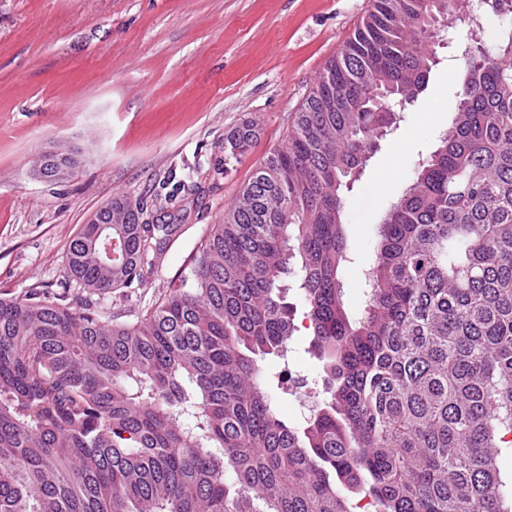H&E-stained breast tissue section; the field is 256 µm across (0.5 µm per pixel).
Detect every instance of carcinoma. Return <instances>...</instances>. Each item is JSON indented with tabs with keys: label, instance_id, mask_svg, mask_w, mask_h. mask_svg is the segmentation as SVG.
I'll list each match as a JSON object with an SVG mask.
<instances>
[{
	"label": "carcinoma",
	"instance_id": "carcinoma-1",
	"mask_svg": "<svg viewBox=\"0 0 512 512\" xmlns=\"http://www.w3.org/2000/svg\"><path fill=\"white\" fill-rule=\"evenodd\" d=\"M512 0H373L296 113L151 310L91 296L144 282L174 224L121 197L66 255L84 296H0V512H512V27L472 31L452 124L378 225L363 310L345 305L343 195L383 138L389 97L422 91L445 33ZM257 136L224 141V166ZM112 223V228L101 224ZM115 261L98 260L106 232ZM296 288L321 399L277 412L258 359L287 352Z\"/></svg>",
	"mask_w": 512,
	"mask_h": 512
}]
</instances>
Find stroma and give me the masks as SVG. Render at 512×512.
Masks as SVG:
<instances>
[{"instance_id": "1", "label": "stroma", "mask_w": 512, "mask_h": 512, "mask_svg": "<svg viewBox=\"0 0 512 512\" xmlns=\"http://www.w3.org/2000/svg\"><path fill=\"white\" fill-rule=\"evenodd\" d=\"M371 0H0V295L67 293L69 244L112 198L164 200L177 225L140 286L101 297L121 322L144 315L184 274L210 225L283 147L293 116ZM456 22L425 89L372 152L345 199V302L359 312L376 224L402 196L419 159L450 126L465 78ZM259 135L232 169L224 138L247 121ZM76 147L65 181L37 178L31 160ZM283 359L261 367L281 416L303 424L318 402V362L304 306Z\"/></svg>"}]
</instances>
